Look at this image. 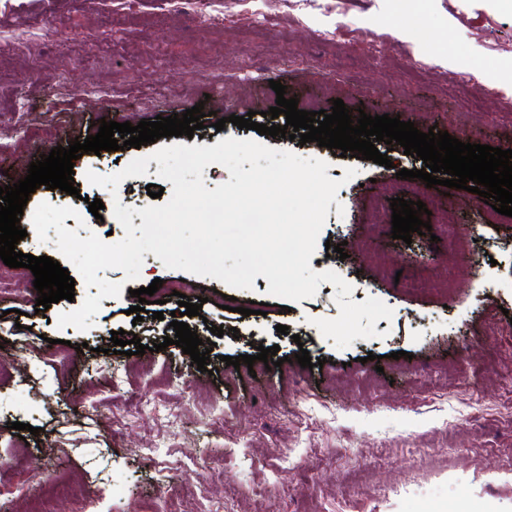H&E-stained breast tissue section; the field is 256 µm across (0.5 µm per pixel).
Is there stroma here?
Instances as JSON below:
<instances>
[{
	"instance_id": "stroma-1",
	"label": "stroma",
	"mask_w": 512,
	"mask_h": 512,
	"mask_svg": "<svg viewBox=\"0 0 512 512\" xmlns=\"http://www.w3.org/2000/svg\"><path fill=\"white\" fill-rule=\"evenodd\" d=\"M49 29L54 38H46ZM478 70L489 79L477 81ZM272 80L302 110L328 112L339 98L349 111L397 115L471 144L512 140V9L502 0H0V185L26 177L34 154L98 133L101 120L135 125L205 96L223 116L261 111L264 124H285L267 115L276 104ZM214 121L203 117L190 137L82 155L74 162L79 196L43 187L30 194L18 250L60 260L55 243L31 230L43 202L77 209L79 218L64 224L80 237L119 242L114 207L152 203L146 187L159 182L152 151L257 138L324 160L328 176L342 180L341 208L329 210L310 267L330 269L327 245L345 243L340 275L352 301L377 298L391 319L377 321L375 337L339 349L314 325L339 314L331 283L287 304L268 295L264 276L239 290L167 268L147 252L138 281L105 270L128 289L102 299L88 330L61 329L58 315L90 293L84 281H75L73 300L40 310L30 269L0 262V276L12 278L11 291L0 294V359L10 364L0 377L6 512H40L51 493L53 512H78L105 489L112 512H134L162 500L173 481L190 489L181 512H225L228 504L232 512H448L455 482L461 512H512V217L465 190L398 178L423 166L400 146L378 143L388 169L230 123L218 131ZM139 156L150 159L146 176L126 178L117 190L86 178L115 174ZM348 167L357 170L349 180ZM397 197L447 212L452 223H480L469 249L495 287L455 279L452 291L436 295L397 283L399 273L454 279L447 254L461 239L433 227L432 258L422 260L391 234ZM91 198L102 200L100 216L89 212ZM157 278L163 284L149 317L134 322L132 290ZM178 285L205 299L188 319L200 339L212 338L211 326L225 329L203 372L179 347L152 350L174 334L152 314L177 310L170 296ZM227 296L237 311L222 309ZM254 301L266 303L265 315L242 316ZM280 324L288 334L277 333ZM120 329L137 334L147 352L111 353ZM274 345L281 366L224 362ZM302 348L323 366L300 367L293 355ZM371 353L378 362L368 361ZM16 421L39 435H21ZM334 448L348 449L349 461H332ZM206 465L216 479L201 478Z\"/></svg>"
}]
</instances>
